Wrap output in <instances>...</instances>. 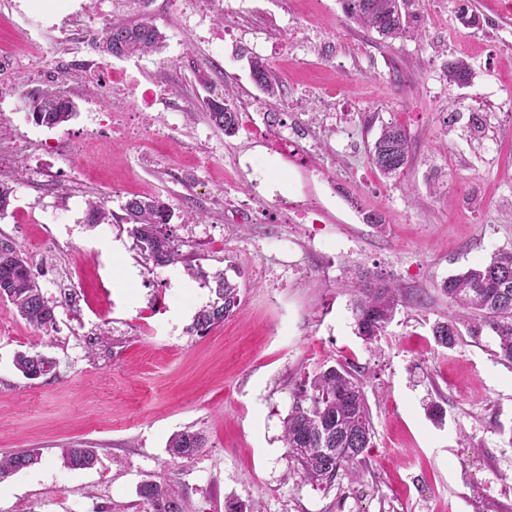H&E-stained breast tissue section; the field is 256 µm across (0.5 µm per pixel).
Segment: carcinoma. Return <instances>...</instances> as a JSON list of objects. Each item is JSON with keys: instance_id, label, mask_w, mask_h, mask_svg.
<instances>
[{"instance_id": "carcinoma-1", "label": "carcinoma", "mask_w": 512, "mask_h": 512, "mask_svg": "<svg viewBox=\"0 0 512 512\" xmlns=\"http://www.w3.org/2000/svg\"><path fill=\"white\" fill-rule=\"evenodd\" d=\"M408 0H341L344 15L374 30L385 39H396L407 29ZM163 41L162 33L152 23H114L106 27L95 47L113 57L156 52ZM253 79L270 96L279 85L268 65L261 59L251 62ZM211 123L226 136L237 133L239 118L234 99L226 95L206 102ZM34 121L48 128L69 121L73 105L62 94H40L31 98ZM411 144L405 129L396 124L382 129L370 150L372 165L382 175L391 177L407 166ZM172 212L156 199H130L122 221L130 225L129 233L146 259L155 267L182 262L195 277L205 276L193 265L172 239L168 229ZM214 299L197 311L192 330L204 334L224 323L240 305L239 287L226 276L213 277ZM442 292L450 304L465 312V317L492 327L498 341L497 356L512 364V252L495 255L487 263L453 274L443 282ZM355 293L357 334L372 342L381 336L393 320L400 299L395 285L376 281ZM0 299L13 305L18 314L41 330L54 327L55 306L49 304L21 250L8 241H0ZM458 317L451 315L432 329L435 342L453 347L459 337ZM15 367L28 380L57 373L58 361L39 351H19ZM373 427L362 383L342 364L316 373L309 386L299 390L284 422L283 441L288 456L301 477L311 485L327 486L339 473L357 477V464L370 447ZM205 447L201 432L185 429L172 435L167 452L173 459H191ZM65 466L90 469L95 466L97 449L75 446L62 449ZM40 454L34 449L16 451L0 457V480L37 464ZM141 512H195L188 497L164 482L152 479L137 487Z\"/></svg>"}]
</instances>
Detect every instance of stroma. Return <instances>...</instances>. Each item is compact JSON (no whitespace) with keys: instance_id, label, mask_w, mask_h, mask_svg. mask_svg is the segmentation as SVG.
<instances>
[{"instance_id":"35a3bbf8","label":"stroma","mask_w":512,"mask_h":512,"mask_svg":"<svg viewBox=\"0 0 512 512\" xmlns=\"http://www.w3.org/2000/svg\"><path fill=\"white\" fill-rule=\"evenodd\" d=\"M506 2L409 0L391 41L340 0H0V183L13 189L0 239L57 305L42 331L0 299V455L41 454L0 482V512H137L148 478L197 512H512V364L490 326H462L450 349L431 333L451 313L442 282L512 251ZM145 18L159 52L94 47L107 26ZM256 58L280 95L253 81ZM459 59L462 85L446 76ZM228 89L251 105L231 137L205 108ZM57 92L74 117L36 124L30 96ZM391 124L411 141L396 178L370 159ZM134 197L164 202L203 269L238 284L237 312L207 335L191 326L209 286L145 262L121 222ZM94 201L108 220L89 222ZM363 279L403 296L371 343L348 289ZM92 333L109 342L90 355ZM35 343L57 376L15 368ZM339 363L363 382L373 438L361 479L319 489L295 473L284 421L298 389ZM186 428L206 446L172 461L167 441ZM80 443L97 448L93 468L64 466Z\"/></svg>"}]
</instances>
